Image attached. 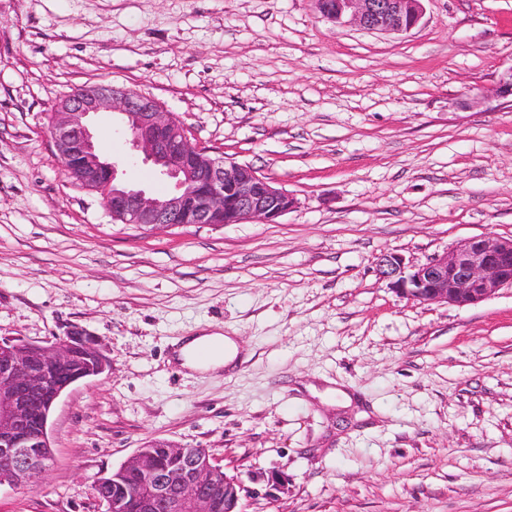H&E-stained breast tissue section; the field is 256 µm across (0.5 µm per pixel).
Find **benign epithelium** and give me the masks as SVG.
Segmentation results:
<instances>
[{"label": "benign epithelium", "mask_w": 512, "mask_h": 512, "mask_svg": "<svg viewBox=\"0 0 512 512\" xmlns=\"http://www.w3.org/2000/svg\"><path fill=\"white\" fill-rule=\"evenodd\" d=\"M315 2L336 25L353 22L387 34L412 30L425 14V0ZM101 112L121 116L143 161L173 181L170 193L151 197L118 179L120 163L102 158L95 147L90 120ZM49 133L64 175L80 189L101 194L115 222L222 226L257 218L275 224L297 204L253 167L194 144L172 113L128 88L83 87L56 106ZM377 266L404 298L469 306L512 288V237L462 239L450 252L412 268L385 254ZM110 368L98 338L78 327L46 345L0 338V486L25 483L49 469L48 422L55 404L76 383ZM112 479L124 482V493L107 500V512H245L242 480L224 473L203 448H140Z\"/></svg>", "instance_id": "7a95c632"}]
</instances>
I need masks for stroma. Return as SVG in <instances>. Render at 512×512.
<instances>
[{
	"mask_svg": "<svg viewBox=\"0 0 512 512\" xmlns=\"http://www.w3.org/2000/svg\"><path fill=\"white\" fill-rule=\"evenodd\" d=\"M425 8L382 34L314 0H0V337L80 327L112 362L58 400L52 466L0 488V512H107L97 478L154 440L206 449L246 512H512V288L420 304L376 272L512 235V0ZM100 83L153 97L295 208L113 222L48 129ZM230 329L234 367L175 361ZM329 379L351 407L308 392Z\"/></svg>",
	"mask_w": 512,
	"mask_h": 512,
	"instance_id": "1",
	"label": "stroma"
}]
</instances>
